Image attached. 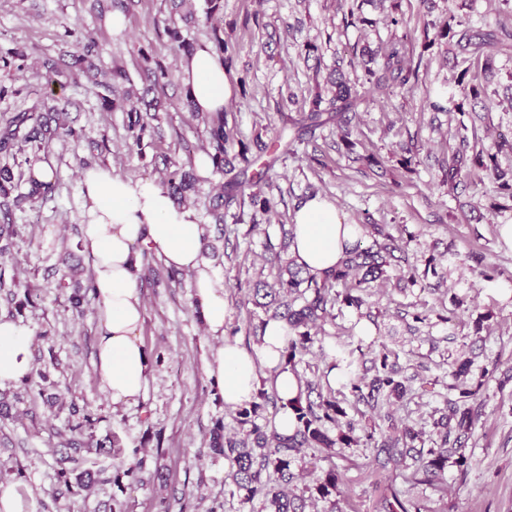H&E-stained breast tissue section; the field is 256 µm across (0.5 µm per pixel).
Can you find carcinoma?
Masks as SVG:
<instances>
[{
    "mask_svg": "<svg viewBox=\"0 0 512 512\" xmlns=\"http://www.w3.org/2000/svg\"><path fill=\"white\" fill-rule=\"evenodd\" d=\"M221 0H204L202 14L195 11L184 16V20L211 23L214 14L220 10ZM429 26L435 30L428 43H445L452 47L453 66L457 67L466 62L482 63V69H493L495 58L507 47L512 45V11L509 12V22L500 21L494 27L473 29L466 27L463 22L449 16L443 22H431ZM98 44L90 33L82 35L75 44V51L69 54V60L63 64L54 61L45 63L44 79L48 87L60 84V78L71 80L78 78L84 71V64ZM381 64L372 69L366 68L367 83L374 90H382L392 86L413 89L418 82L420 65H412L407 59L405 45L402 40L391 41L381 51ZM130 82L129 73L117 68L111 77L100 83L102 92L100 99L108 108H116L125 100V92L121 85ZM328 92V107L323 108L322 94L318 93L311 101L307 112L295 114H280L281 129L278 139H283L287 130L297 132L295 139H300V132H314L336 121V129L342 140H347L352 133L349 113L356 112L360 101L353 87L344 79L341 66H336V79L330 81ZM56 137L64 142H77L79 133L61 121L51 130L39 112H22L0 123V152L10 153L17 144L39 150L47 137ZM209 145L214 150L213 159L217 164L224 162L226 152V134L224 132V114L211 119L208 126ZM512 149V136L499 135L497 152L491 153L472 145L467 137L460 139L459 146L448 157L444 169V182L448 187L455 188L461 178L467 175L468 162H473L491 175L498 187L507 198L512 199V171L505 170L498 162V152L504 148ZM174 170L166 176L168 192L176 197L183 194L191 186V176L183 171V166L172 162ZM231 177L227 181L229 193L219 192L213 197V209L219 210L239 201V207L250 204L267 214L274 208V202L266 196L265 189L273 188L271 178L263 174L258 179L245 185L238 180V175L227 170ZM29 190L26 193L18 191L13 184V175L9 168L0 169V209L9 213L11 205L33 197H46L54 190L51 183H42L28 178ZM365 233L371 242L362 246L356 242L346 249L341 266L317 278L303 272L294 261L282 257L281 251L274 245L266 247V261L276 269L273 283L258 281L248 289L247 300L254 306L263 309L267 319L261 324H267L271 319L285 322L290 331L286 348L287 364L296 368L298 358L309 353L311 348L322 342L321 334L324 325L335 319L334 308L342 303L357 310L368 305L369 288L382 279L386 273L385 266L389 260L403 261L394 252L398 247L394 238L380 224L364 225ZM95 297L93 281L78 288L70 296V303L81 311L83 302ZM353 362L346 361L342 351H336V356L329 369L343 368L348 371L346 384L350 386L358 401L362 402L370 413L390 416L388 408L400 401L408 390L409 378L401 375L396 364L389 362V352L382 349L371 359V366L363 373L351 371ZM471 361L459 363L452 371L454 383L448 385V391L454 397L447 399L448 411L455 418V425H444L438 431V440L434 446L425 450L414 445L419 440L421 432L414 427L405 425L401 428L390 426L389 432H379L377 429L357 428L355 423L340 421L345 411L336 401L332 388H323L321 380H300L298 396L285 403L273 385L261 388L257 400L245 404L237 411L240 426L244 427L241 437L224 435V424H215L211 433V447L224 455L229 463L226 479L232 486L230 494H240L241 505L253 503L259 499L266 512H305V498L290 495L291 487L297 481L299 473L295 470L296 463L308 452L330 451L334 448H350L364 446L377 449V454L384 455L378 461L380 467L392 464L394 467L403 466L409 470L404 481L414 487L427 484L435 488L442 483L444 473L448 468V460L455 458L459 468L467 466V457L461 453L466 441L473 433L475 414L465 402L473 396L471 389L465 383ZM372 377H367V374ZM272 404L281 409L289 408L295 414L296 426L292 435L281 437L274 431H267L257 423L265 406ZM75 436L70 438L67 446L70 453L63 460L59 473V481L66 488L77 485L87 488L96 481L101 472L90 467L92 455L112 456L119 452L117 441L109 443H89L83 438V425L71 428ZM339 478L336 471L331 469L316 485L315 492L321 499H328L338 493ZM384 512H424L426 506L420 500L412 497L410 491H400L388 488V494L383 497Z\"/></svg>",
    "mask_w": 512,
    "mask_h": 512,
    "instance_id": "cac0c4a2",
    "label": "carcinoma"
}]
</instances>
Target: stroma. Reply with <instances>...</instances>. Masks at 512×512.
I'll list each match as a JSON object with an SVG mask.
<instances>
[{"label":"stroma","instance_id":"obj_1","mask_svg":"<svg viewBox=\"0 0 512 512\" xmlns=\"http://www.w3.org/2000/svg\"><path fill=\"white\" fill-rule=\"evenodd\" d=\"M215 29L180 23L191 43L219 33L224 40V67L246 86L224 108L228 135L225 166L253 176L268 170L275 189V212L269 222L235 221L238 206L223 220L206 208L224 186L223 168L198 172L195 156L208 149L204 117L184 107L186 93L179 75L181 51L164 33L175 12L170 0H133L123 9L125 28L112 25V0H0V60L24 56L23 72L0 69V119L41 111L46 97L44 61L59 60L74 40L92 32L99 50L90 66L65 85L56 97L79 132L78 146L52 140L38 152L55 171L51 198L14 209L16 235L0 255V270L22 285L35 287L33 302L0 314L29 323L34 330L32 370L9 385L18 394L15 417L0 420V480L19 484L40 504V512H243L238 497L224 488L228 463L210 446V433L223 422L225 434L239 430L235 412L226 408L220 391L206 375V363L217 340L206 331L192 306V278H169L168 267L150 255L138 268L144 298L142 341L150 355L151 377L143 398L113 404L96 370V346L102 326L95 306L73 316L68 290L57 282L63 265L62 240L77 244L86 206L80 190L84 170L99 165L131 180H163L171 160L194 177L188 190L205 226L206 260L216 271L227 304V324L238 331L246 349L256 345L254 331L263 312L245 303L243 287L272 280L264 264L267 244H280L282 228L308 197L333 200L348 224H383L407 240L408 258L418 277L414 285L376 290V324L370 337L357 335V313L345 307L326 324L323 348L305 355L297 370L312 376L326 369L337 350L350 353L354 364L388 348L412 375L405 398L392 408L397 425L433 431V411L442 406L452 381L454 362L473 359L466 382L478 412L475 431L464 453L467 470L449 465L441 490L420 485L415 496L428 512H512V250L497 227L512 224V202L504 201L497 184L481 168L457 191L441 182L440 162L460 136L479 141L499 154L502 167H512V151H497L501 131L512 129V52L498 55L482 84L480 98L460 90L462 110H424L426 95L455 78L444 58V46L423 47L422 30L447 16L474 27L495 25L503 17L500 0H356L365 24H347L336 0H221ZM397 17L391 25L389 17ZM412 34L408 52L420 64L413 92L394 87L386 93L365 85L363 48H378ZM315 44L320 66L305 60L306 44ZM364 100L352 121L350 142H342L335 125L317 129L296 149L276 146L279 111L303 112L315 93L316 74H329L337 59ZM162 65L164 89L140 74L141 66ZM126 69L132 99L144 105L159 99L141 145L128 131V113L104 109L95 82L99 72ZM412 153H405V146ZM435 274H428V262ZM462 299L458 320L448 322L455 299ZM425 320L414 323V312ZM87 406L95 422V438L119 440L120 456L101 459L106 479L92 489L66 492L57 480L63 452L60 433L68 411L53 412L47 395ZM370 448H346L333 462L303 463L295 493L315 487L328 467H335L345 497V512H382L387 487L403 488L394 468H378ZM136 476H126L129 467Z\"/></svg>","mask_w":512,"mask_h":512}]
</instances>
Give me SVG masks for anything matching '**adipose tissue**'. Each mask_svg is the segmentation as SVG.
Here are the masks:
<instances>
[{
	"label": "adipose tissue",
	"instance_id": "obj_1",
	"mask_svg": "<svg viewBox=\"0 0 512 512\" xmlns=\"http://www.w3.org/2000/svg\"><path fill=\"white\" fill-rule=\"evenodd\" d=\"M180 71L185 91L199 112L223 111L235 82L211 42H199L184 56ZM80 189L88 203L81 226L82 246L92 260L97 315L103 325L96 366L113 402L136 401L148 387L150 361L140 336L144 302L135 277L144 248L168 267L192 274V306L200 312L208 333L219 341L206 372L218 384L226 407L234 409L250 401L264 372L272 377L282 400L298 395L297 377L285 363L289 330L284 322L269 321L261 343L250 351L227 336L224 290L202 256L204 228L193 208L176 205L156 181L134 182L103 166L85 170ZM293 221L290 255L316 276L335 268L346 245L360 235L355 225L343 223L333 201L318 194L300 205ZM32 339L29 324L0 316V387L30 373Z\"/></svg>",
	"mask_w": 512,
	"mask_h": 512
}]
</instances>
